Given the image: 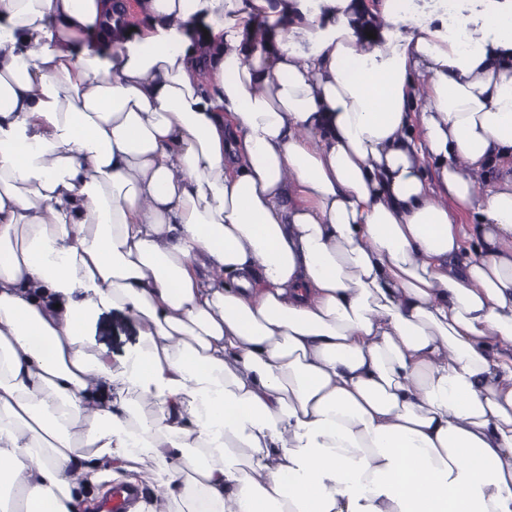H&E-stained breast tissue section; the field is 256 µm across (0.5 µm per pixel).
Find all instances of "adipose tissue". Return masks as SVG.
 <instances>
[{
  "label": "adipose tissue",
  "mask_w": 512,
  "mask_h": 512,
  "mask_svg": "<svg viewBox=\"0 0 512 512\" xmlns=\"http://www.w3.org/2000/svg\"><path fill=\"white\" fill-rule=\"evenodd\" d=\"M384 2L0 0V512H512V0ZM140 330L137 317L119 307L93 313L86 323V337L112 358L113 367L138 347ZM138 494L137 489H128L125 487H115L112 495L102 505V512H127L131 497Z\"/></svg>",
  "instance_id": "obj_1"
}]
</instances>
